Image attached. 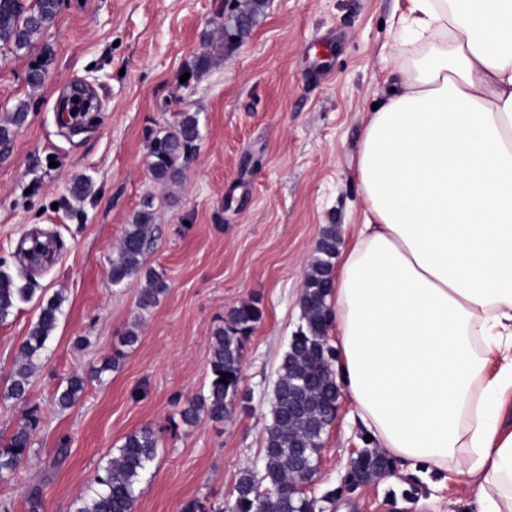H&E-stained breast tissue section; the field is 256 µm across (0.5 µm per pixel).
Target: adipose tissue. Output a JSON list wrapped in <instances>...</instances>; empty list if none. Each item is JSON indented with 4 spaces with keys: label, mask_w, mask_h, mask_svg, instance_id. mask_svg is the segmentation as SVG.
Returning a JSON list of instances; mask_svg holds the SVG:
<instances>
[{
    "label": "adipose tissue",
    "mask_w": 512,
    "mask_h": 512,
    "mask_svg": "<svg viewBox=\"0 0 512 512\" xmlns=\"http://www.w3.org/2000/svg\"><path fill=\"white\" fill-rule=\"evenodd\" d=\"M337 259L336 381L376 447L512 512V0H408Z\"/></svg>",
    "instance_id": "obj_1"
}]
</instances>
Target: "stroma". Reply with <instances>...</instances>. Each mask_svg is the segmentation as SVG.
<instances>
[{
	"instance_id": "stroma-1",
	"label": "stroma",
	"mask_w": 512,
	"mask_h": 512,
	"mask_svg": "<svg viewBox=\"0 0 512 512\" xmlns=\"http://www.w3.org/2000/svg\"><path fill=\"white\" fill-rule=\"evenodd\" d=\"M404 0H268L250 36L203 71L194 66L216 37L224 0H63L30 54L0 52V116L18 102L28 116L0 150V271L29 279L33 293L0 322V387L39 306L62 300V315L31 378L29 406L42 421L0 499L26 512L39 488L41 512H72L124 436L151 428L158 454L135 512H182L199 500L231 499L240 470L260 464L274 382L300 322L304 276L322 227L350 241L362 220L355 158L365 118L393 77L390 54ZM46 78L27 82L32 65ZM99 102L86 128H65L57 110L77 85ZM181 112L201 120L198 148L181 184L154 181L147 141ZM90 177L83 199L73 180ZM153 197L148 267L168 284L159 304L138 306L139 281L112 285L110 259L125 224ZM259 300L260 322L244 347L247 409L192 427L179 412L206 391L214 332L240 302ZM138 340L123 346L128 330ZM122 351L111 370L105 359ZM85 389L67 409L55 393L72 374ZM340 396L323 437L310 490H337L325 512H475L463 476L446 481L403 468L397 483L351 493L341 486L367 433ZM70 453L57 463L55 450Z\"/></svg>"
}]
</instances>
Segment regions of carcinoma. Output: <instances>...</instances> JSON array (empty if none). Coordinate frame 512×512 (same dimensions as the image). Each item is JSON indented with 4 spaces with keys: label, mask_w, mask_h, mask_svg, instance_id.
<instances>
[{
    "label": "carcinoma",
    "mask_w": 512,
    "mask_h": 512,
    "mask_svg": "<svg viewBox=\"0 0 512 512\" xmlns=\"http://www.w3.org/2000/svg\"><path fill=\"white\" fill-rule=\"evenodd\" d=\"M266 0H233V7L220 25V49L227 53L248 37L263 13ZM61 7V0H0V51L19 55L33 47L34 40L50 28ZM28 105L19 103L0 124V147H9L12 128L22 125ZM201 131L198 113L182 112L176 123L150 138L148 166L155 180L179 184L185 164L198 147ZM154 210L151 201L143 203L132 222L125 226L117 253L112 258L109 277L119 286L132 279H145L139 307L149 310L160 302L168 289L164 274L144 267L148 245L153 240ZM336 228H323L315 247V256L301 292V323L292 333L275 385L271 420L265 427L261 467L239 472L234 497L226 504L206 510L199 501L187 504L184 512H316L317 501L292 491L297 479L314 480L323 436L332 423L336 404V353L326 334L331 327L332 311L328 302L334 283ZM31 288L15 283L0 272V322L11 315L17 303L29 299ZM62 304L53 298L39 307V314L20 347V361L10 384L0 391V398L23 403L27 400L30 378L37 368L56 329ZM258 301L233 308L224 329L212 337L207 361L208 389L187 402L180 411L183 423L194 425L202 416L222 421L234 409L244 407L248 397L241 390L245 342L261 320ZM226 378L227 383L220 382ZM85 389L81 376L70 377L58 388L56 405L67 409ZM36 409L26 410L12 434L0 440V480L16 473L32 445L39 427ZM158 439L144 428L124 437L117 455L101 467L91 492L74 502L73 512H135L137 489L155 460ZM396 469L380 448H363L347 466L339 492H352L374 478L388 476Z\"/></svg>",
    "instance_id": "cac0c4a2"
}]
</instances>
